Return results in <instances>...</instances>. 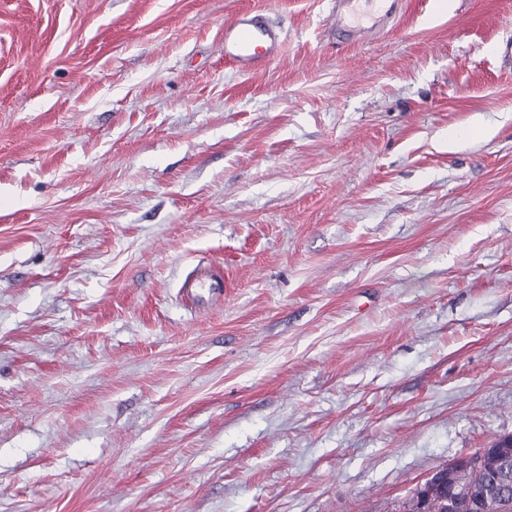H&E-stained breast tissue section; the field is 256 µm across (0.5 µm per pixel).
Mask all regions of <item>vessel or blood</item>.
Returning a JSON list of instances; mask_svg holds the SVG:
<instances>
[{
	"instance_id": "obj_1",
	"label": "vessel or blood",
	"mask_w": 512,
	"mask_h": 512,
	"mask_svg": "<svg viewBox=\"0 0 512 512\" xmlns=\"http://www.w3.org/2000/svg\"><path fill=\"white\" fill-rule=\"evenodd\" d=\"M330 30L343 41L359 40L384 27L402 0H376L373 12L358 9L357 0H329ZM283 48L278 29L259 11L238 12L224 29V55L244 71L265 66Z\"/></svg>"
}]
</instances>
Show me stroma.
<instances>
[{
	"label": "stroma",
	"mask_w": 512,
	"mask_h": 512,
	"mask_svg": "<svg viewBox=\"0 0 512 512\" xmlns=\"http://www.w3.org/2000/svg\"><path fill=\"white\" fill-rule=\"evenodd\" d=\"M437 2L0 0V512H398L512 435V0ZM357 0H329L330 30L345 42L359 40L384 27L402 7V0H375L372 13L357 8ZM282 48L280 32L260 11H240L224 27V57L243 71L265 66L281 54Z\"/></svg>",
	"instance_id": "35a3bbf8"
}]
</instances>
